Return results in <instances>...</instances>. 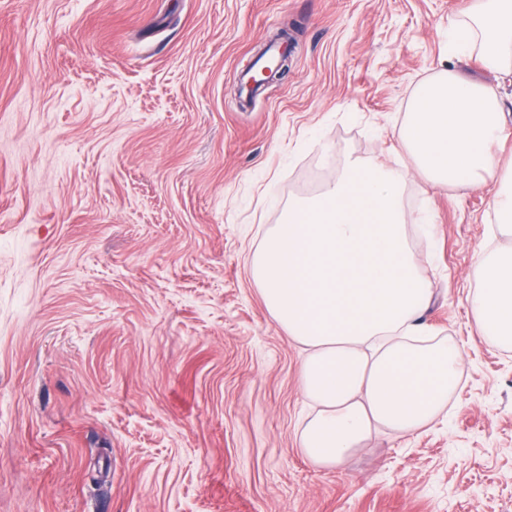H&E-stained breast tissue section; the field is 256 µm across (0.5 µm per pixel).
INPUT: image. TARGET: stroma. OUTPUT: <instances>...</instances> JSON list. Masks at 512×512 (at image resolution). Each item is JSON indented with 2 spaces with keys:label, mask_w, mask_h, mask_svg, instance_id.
I'll return each mask as SVG.
<instances>
[{
  "label": "stroma",
  "mask_w": 512,
  "mask_h": 512,
  "mask_svg": "<svg viewBox=\"0 0 512 512\" xmlns=\"http://www.w3.org/2000/svg\"><path fill=\"white\" fill-rule=\"evenodd\" d=\"M472 0H0V512H512V348L473 269L500 161L431 182L401 128ZM288 70L239 77L280 32ZM402 168L422 315L464 374L434 421L331 468L300 433L305 357L252 261L292 201L353 159Z\"/></svg>",
  "instance_id": "stroma-1"
}]
</instances>
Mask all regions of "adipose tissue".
<instances>
[{
	"label": "adipose tissue",
	"instance_id": "1",
	"mask_svg": "<svg viewBox=\"0 0 512 512\" xmlns=\"http://www.w3.org/2000/svg\"><path fill=\"white\" fill-rule=\"evenodd\" d=\"M450 41L512 74V0H477ZM511 116L497 87L445 70L415 91L401 140L434 183L466 187L496 169L490 145ZM404 190L401 170L350 161L318 195L289 206L253 261L268 312L308 352L301 391L318 411L301 447L317 465H337L372 430L427 425L462 374L453 339L413 342L432 292L414 260ZM475 276L477 325L489 344L511 348L512 249L487 253Z\"/></svg>",
	"mask_w": 512,
	"mask_h": 512
}]
</instances>
